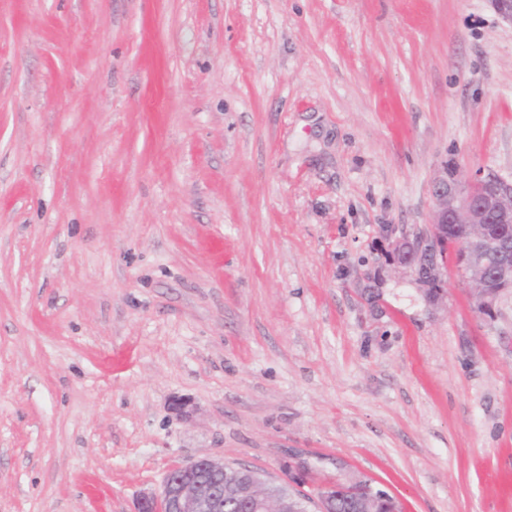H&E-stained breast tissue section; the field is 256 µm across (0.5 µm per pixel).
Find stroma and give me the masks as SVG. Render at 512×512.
<instances>
[{
  "mask_svg": "<svg viewBox=\"0 0 512 512\" xmlns=\"http://www.w3.org/2000/svg\"><path fill=\"white\" fill-rule=\"evenodd\" d=\"M512 177L490 0H0V512H137L202 456L512 512V292L427 242ZM432 196L434 211L430 243L421 249L410 246L406 241L399 243L401 262L411 268L421 282L438 281L443 274V268L437 262L438 246L440 259L444 263L448 249L468 238L469 231L465 224L477 228V232L468 238L469 244L462 246L463 259L462 250H456V267L462 271L464 260L466 273L474 285V307L480 313L489 314L494 310L501 290L489 288V272L483 258L484 253L498 250L500 243L486 237L487 230L483 224L488 214L496 215L502 224L495 217H489L486 224L493 234L501 235L500 232L496 233L500 230L511 240V227L503 224L512 223V178L487 170L463 184L456 178L448 180V175H445L434 182ZM447 228L448 240L441 242ZM474 240L477 241L470 244Z\"/></svg>",
  "mask_w": 512,
  "mask_h": 512,
  "instance_id": "35a3bbf8",
  "label": "stroma"
}]
</instances>
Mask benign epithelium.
I'll list each match as a JSON object with an SVG mask.
<instances>
[{"instance_id":"1","label":"benign epithelium","mask_w":512,"mask_h":512,"mask_svg":"<svg viewBox=\"0 0 512 512\" xmlns=\"http://www.w3.org/2000/svg\"><path fill=\"white\" fill-rule=\"evenodd\" d=\"M434 211L430 229V243L415 248L404 241L398 244L401 262L411 268L424 283L441 278L442 267L437 262L439 243L448 225L467 224L477 228L463 246L464 266L474 285V307L483 314L494 310L498 292L489 288V272L483 262L484 253L500 248L496 239L487 237L483 228L489 214L503 224L512 223V178L488 170L463 183L443 176L433 185ZM207 472L223 479V488L201 477ZM274 481L263 474L228 466L211 457H201L178 465L167 472L158 492L142 497L138 512H224L233 503L248 512H297L289 510L288 499L272 489ZM347 491L357 503V512H381L387 495L381 489L358 482L346 484ZM336 486L318 491L319 512H333Z\"/></svg>"}]
</instances>
